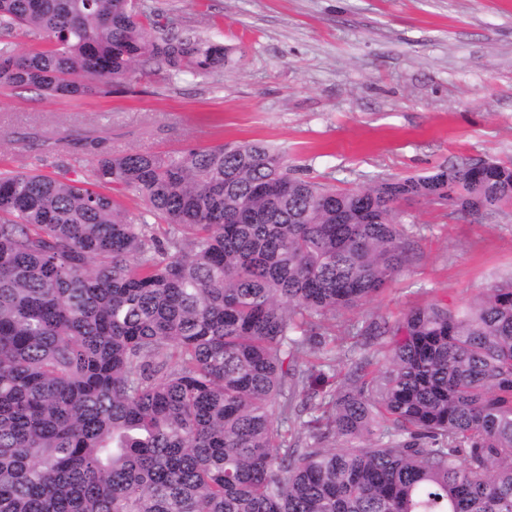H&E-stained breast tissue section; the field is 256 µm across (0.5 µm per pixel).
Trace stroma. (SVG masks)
I'll return each instance as SVG.
<instances>
[{
  "label": "stroma",
  "instance_id": "stroma-1",
  "mask_svg": "<svg viewBox=\"0 0 512 512\" xmlns=\"http://www.w3.org/2000/svg\"><path fill=\"white\" fill-rule=\"evenodd\" d=\"M232 48L209 77L134 78L131 93L80 104L0 89V170L82 178L67 130L103 132V148L174 151L262 140L316 181L422 174L468 156L512 160V0H140ZM416 261L385 291L336 317L337 335L397 319L431 300L464 307L512 276V207L453 216L399 206Z\"/></svg>",
  "mask_w": 512,
  "mask_h": 512
}]
</instances>
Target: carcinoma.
<instances>
[{"label":"carcinoma","instance_id":"cac0c4a2","mask_svg":"<svg viewBox=\"0 0 512 512\" xmlns=\"http://www.w3.org/2000/svg\"><path fill=\"white\" fill-rule=\"evenodd\" d=\"M0 27L45 43L1 41L0 88L54 98L233 62L136 0H0ZM62 141L87 178L0 172V512H512V276L330 325L415 261L400 202L495 214L511 162L342 188L262 141Z\"/></svg>","mask_w":512,"mask_h":512}]
</instances>
